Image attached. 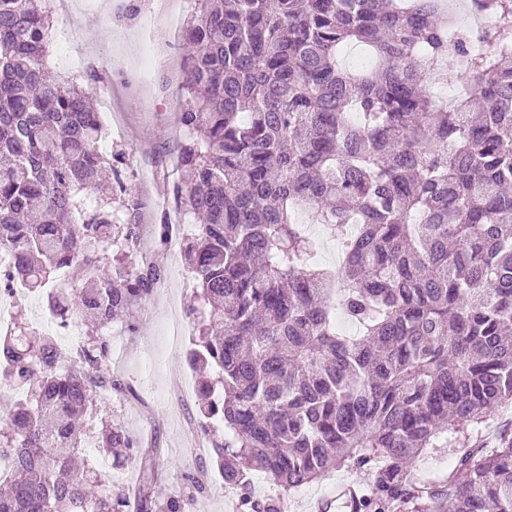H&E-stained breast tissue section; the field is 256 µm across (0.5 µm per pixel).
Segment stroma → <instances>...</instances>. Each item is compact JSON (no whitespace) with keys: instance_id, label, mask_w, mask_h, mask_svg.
I'll use <instances>...</instances> for the list:
<instances>
[{"instance_id":"1","label":"stroma","mask_w":512,"mask_h":512,"mask_svg":"<svg viewBox=\"0 0 512 512\" xmlns=\"http://www.w3.org/2000/svg\"><path fill=\"white\" fill-rule=\"evenodd\" d=\"M154 7L155 0H138L134 11L129 8V0H97L93 8L85 0H68L64 8H53L62 41L50 52L47 66L56 75L79 76L107 132L100 150L124 154L128 182L146 203L140 217L139 249L131 259L137 263L142 254H149L161 265L163 276L145 309L136 312L135 330L121 324L115 327L121 348L112 356L110 367L133 393L120 400L101 401L98 412L120 421L137 437L158 444L164 484L176 489L183 473L199 463L185 442L186 423L199 416L201 402L196 399L181 406L171 400L174 389L196 378L188 359L195 336L188 310L194 302L196 283L182 255L172 256L156 248L163 211L158 199L181 179L180 172L171 169L170 158L181 139L176 124L187 99L181 82L168 78L170 70H181L185 47L170 44L161 31L154 37L152 52L163 58V67L149 85L138 86L131 81L144 60L140 21L143 13ZM93 70L98 71L99 80L90 79ZM46 316L43 294L0 296V317L6 323L16 322L41 334L46 330ZM177 317L182 320L184 332L181 345L175 347L165 342L164 335ZM507 427L512 428L511 408L453 435L447 447L427 449L412 461L409 471L421 477L440 475L454 464L462 446L493 448L499 433ZM342 483L365 487L367 474L348 468L330 470L321 480L292 492L288 512H312L318 501L330 503L329 512H348L336 498V487Z\"/></svg>"}]
</instances>
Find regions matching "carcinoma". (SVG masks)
<instances>
[{"label": "carcinoma", "mask_w": 512, "mask_h": 512, "mask_svg": "<svg viewBox=\"0 0 512 512\" xmlns=\"http://www.w3.org/2000/svg\"><path fill=\"white\" fill-rule=\"evenodd\" d=\"M492 28L448 37L443 0H196L183 30L188 105L177 168L183 242L197 282L191 364L209 439L204 469L236 488V512H286L290 492L331 467L369 483L351 512H512V433L471 448L448 477L417 484L406 465L448 434L512 404V0H471ZM47 0H0V291H41L79 267L87 288H54L50 315L85 327L79 350L55 337L0 336V512H188L205 490L188 471L160 494L153 449L101 421L98 447L137 459L112 491L88 479L80 421L95 400L130 393L112 373L110 330L132 327L161 269L112 258L140 233L125 157L76 78L48 77ZM375 64L343 66L345 45ZM467 85L435 107L425 61ZM111 196L76 219L105 173ZM119 206L112 208V200ZM310 209L342 244L336 270L307 265L297 215ZM360 326L336 327L335 310ZM266 474L280 493L252 491Z\"/></svg>", "instance_id": "obj_1"}]
</instances>
